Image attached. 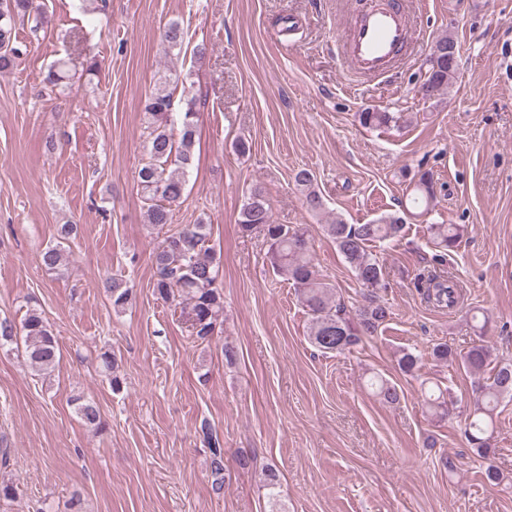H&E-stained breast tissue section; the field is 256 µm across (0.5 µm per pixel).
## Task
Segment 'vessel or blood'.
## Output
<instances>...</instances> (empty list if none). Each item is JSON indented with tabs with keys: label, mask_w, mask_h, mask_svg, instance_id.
I'll list each match as a JSON object with an SVG mask.
<instances>
[{
	"label": "vessel or blood",
	"mask_w": 512,
	"mask_h": 512,
	"mask_svg": "<svg viewBox=\"0 0 512 512\" xmlns=\"http://www.w3.org/2000/svg\"><path fill=\"white\" fill-rule=\"evenodd\" d=\"M341 39L362 73H386L411 39L402 0H374L354 11V21L344 28Z\"/></svg>",
	"instance_id": "vessel-or-blood-1"
}]
</instances>
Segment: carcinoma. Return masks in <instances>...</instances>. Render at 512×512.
I'll return each mask as SVG.
<instances>
[{
    "label": "carcinoma",
    "instance_id": "carcinoma-1",
    "mask_svg": "<svg viewBox=\"0 0 512 512\" xmlns=\"http://www.w3.org/2000/svg\"><path fill=\"white\" fill-rule=\"evenodd\" d=\"M31 22L33 30L48 23L40 0H0V71L14 66L27 54L28 46L19 42L16 24ZM186 33L178 22L169 23L162 31L165 48L172 52L181 49ZM457 45L451 34L438 37L427 59V79L430 94L438 99L457 78L458 62L448 60V48ZM51 91L64 94L71 89L69 60H57L43 77ZM149 136L146 145L148 161L138 172L141 197L147 204L149 223L157 226L169 223L171 207L180 202L186 189V177L195 158L198 112L190 98L181 115L178 136L169 128L174 126L173 92L161 89L145 102ZM364 128L390 127L399 122L392 112L366 109L356 113ZM293 181L302 195L305 207L314 213L323 210V199L315 188L313 173L301 168ZM413 201L430 205L435 199L432 178L423 172L412 182ZM410 211L382 215L369 224H348L341 217L323 225L325 235L335 243L338 252L349 264L361 286L362 303L354 311L344 309L335 300V289L319 273L311 254L309 231L304 224H278L273 219L272 204L264 188L254 186L247 195L238 223L245 235H263L267 250L266 263L273 273L291 283L297 300L310 317L308 338L319 351L343 354L358 347L363 340L378 335L389 320L391 307L381 295L386 288L379 261L368 251L376 242L393 241L401 237ZM73 227H60V241L41 253L42 263L49 269L60 265L64 257L62 241L69 238ZM427 231L441 252L435 255V266L417 276L415 288L424 300L436 308L454 310L464 302L460 281L445 268L447 252L455 248L463 236L458 224H430ZM209 227L206 224H186L168 235L153 253L156 278L154 292L164 300L182 298L187 301L188 321L196 339L208 341L214 336L219 316L224 310V293L220 281V266L208 246ZM107 293L116 311L124 309L130 300V290L122 280L107 282ZM22 335L24 355L29 366L42 375L51 374L60 359V346L48 322L35 309L28 311L21 328L8 320L0 321V340L12 341ZM434 361L449 367L459 366L473 378L472 406L464 419L461 432L470 448L488 460L494 454L492 440L497 409L505 399L512 400V359L499 357L485 344H475L466 352L453 350L446 343L432 348ZM397 366L404 376L417 377L421 357L409 349L399 352ZM369 383L376 396L393 404L400 400L397 384L376 374ZM425 405L431 416L442 421L452 416L453 400L449 389L440 385L421 387ZM77 414L88 425L100 427V411L92 399L75 398ZM213 487H224V449L219 441L210 448Z\"/></svg>",
    "mask_w": 512,
    "mask_h": 512
}]
</instances>
